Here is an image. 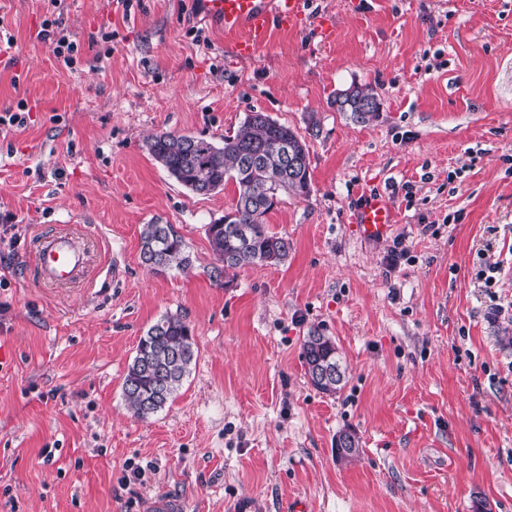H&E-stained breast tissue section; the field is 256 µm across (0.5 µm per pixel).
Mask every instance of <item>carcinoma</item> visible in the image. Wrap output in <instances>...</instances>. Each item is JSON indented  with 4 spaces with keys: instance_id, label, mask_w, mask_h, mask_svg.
Listing matches in <instances>:
<instances>
[{
    "instance_id": "1",
    "label": "carcinoma",
    "mask_w": 512,
    "mask_h": 512,
    "mask_svg": "<svg viewBox=\"0 0 512 512\" xmlns=\"http://www.w3.org/2000/svg\"><path fill=\"white\" fill-rule=\"evenodd\" d=\"M191 139L196 142L193 149ZM282 141L306 149V143L290 127L254 112L246 116L234 134L224 137L221 146L202 137L170 133L157 134L148 143L152 157L195 195L211 194L230 181L236 185L234 218L226 224L216 221L207 227L210 248L219 262L210 271V278L215 281L231 270L280 264L288 259V238L271 232L266 223L273 206L258 210L260 200L249 193L250 187L265 182V172L243 164L245 153L263 149L267 166L276 167L280 159L271 147ZM269 189L276 197L283 192L308 195L310 168L292 172L279 183L269 185ZM140 258L152 270L159 263L167 270L185 271L192 267L183 239L168 224L143 225ZM194 358L195 342L181 316L166 314L151 325L138 342L123 384V397L133 416L147 421L157 415L182 385ZM301 358L314 388L328 394L341 389L346 369L331 337L318 329L309 331L303 340ZM321 365L333 367L337 376L329 386L314 377L315 368Z\"/></svg>"
}]
</instances>
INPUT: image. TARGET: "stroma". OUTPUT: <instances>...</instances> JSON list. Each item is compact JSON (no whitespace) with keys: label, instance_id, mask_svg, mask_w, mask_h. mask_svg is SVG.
Wrapping results in <instances>:
<instances>
[{"label":"stroma","instance_id":"1","mask_svg":"<svg viewBox=\"0 0 512 512\" xmlns=\"http://www.w3.org/2000/svg\"><path fill=\"white\" fill-rule=\"evenodd\" d=\"M305 28L249 59L196 0H0V512H512V0H307ZM336 22L323 41L318 21ZM78 45L39 39L43 20ZM367 85L369 121L336 92ZM261 112L305 140L307 196L267 215L285 263L209 277L206 229L236 203L179 185L153 134L213 141ZM396 222L362 238L358 199ZM171 225L187 272H150L144 225ZM74 226L92 260L42 284L29 239ZM506 268L495 287L481 264ZM183 317L198 356L151 421L122 385L141 336ZM336 341V394L304 336ZM360 453L336 456V436ZM301 358L309 382L314 388L328 394H335L341 389L346 369L342 367L336 343L330 336H326L319 329L310 330L303 340ZM321 365L326 366L320 367L316 375L323 383L329 381L334 376L333 371L335 372V379L330 386L321 384L314 377L315 368ZM329 366L333 367V371Z\"/></svg>","mask_w":512,"mask_h":512}]
</instances>
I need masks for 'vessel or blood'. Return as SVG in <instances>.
<instances>
[{
	"mask_svg": "<svg viewBox=\"0 0 512 512\" xmlns=\"http://www.w3.org/2000/svg\"><path fill=\"white\" fill-rule=\"evenodd\" d=\"M202 20L223 26L233 38V51L241 58L254 56L277 30H298L308 21L306 0H201ZM355 221L368 239L387 237L395 212L379 193L364 196ZM90 267L85 247L76 232H47L35 245V271L39 279L64 288L77 283Z\"/></svg>",
	"mask_w": 512,
	"mask_h": 512,
	"instance_id": "obj_1",
	"label": "vessel or blood"
}]
</instances>
